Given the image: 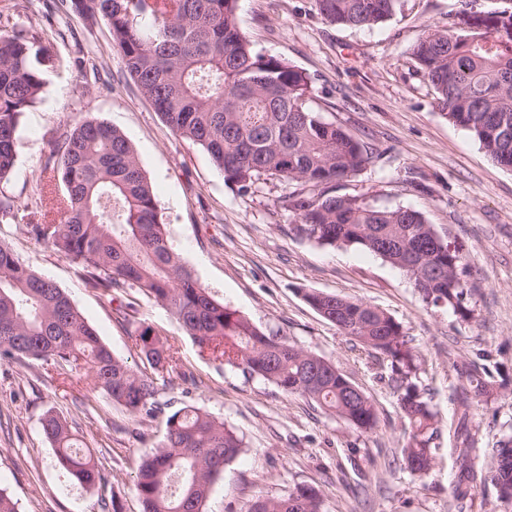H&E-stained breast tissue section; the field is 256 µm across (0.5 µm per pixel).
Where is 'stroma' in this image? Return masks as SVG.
Listing matches in <instances>:
<instances>
[{
    "label": "stroma",
    "mask_w": 512,
    "mask_h": 512,
    "mask_svg": "<svg viewBox=\"0 0 512 512\" xmlns=\"http://www.w3.org/2000/svg\"><path fill=\"white\" fill-rule=\"evenodd\" d=\"M13 21L41 29L63 65L23 116L17 160L0 192L17 207L39 194L51 133L96 117L120 129L152 183L169 242L212 296L265 333L333 362L375 402L378 423L359 433L301 396L202 357L169 312L138 290L107 297L88 288L80 265L36 240L19 224H0V240L20 261L66 291L113 355L136 369L147 362L131 341L141 327L161 330L193 380L159 383L155 415L131 417L91 389L84 369L32 358L0 359V486L21 512H142L134 479L164 434L171 413L194 405L243 436L240 455L214 482L204 512H247L260 495L299 485L318 488L322 512H512L492 481L455 499L458 410L454 389L466 365L485 359L495 381L512 382V170L493 162L474 138L450 123L411 49L425 27L456 26L459 0H400L371 28L326 23L313 0H239L242 32L259 52L308 75L310 106L341 124L372 154L342 192L380 207L420 211L468 267L469 319L426 305L399 269L355 246L300 237L281 199L288 184L261 177L247 193L225 183L207 154L178 139L124 69L104 23L64 11L59 0H15ZM315 290L363 301L401 323L422 358L421 382L439 434L429 475L402 461L408 426L380 366L304 299ZM60 415L99 460L101 481L76 483L56 462L41 421ZM470 425L480 447L512 433V391L498 389L476 406Z\"/></svg>",
    "instance_id": "35a3bbf8"
}]
</instances>
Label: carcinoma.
Listing matches in <instances>:
<instances>
[{"label": "carcinoma", "mask_w": 512, "mask_h": 512, "mask_svg": "<svg viewBox=\"0 0 512 512\" xmlns=\"http://www.w3.org/2000/svg\"><path fill=\"white\" fill-rule=\"evenodd\" d=\"M331 25L371 28L396 11L398 0H314ZM72 11L104 22L124 67L141 93L181 140L202 148L224 181L244 193L260 176L298 185L283 203L299 235L323 245L356 246L404 271L423 301L466 319L467 264L448 254L433 225L407 207L356 203L336 183L359 174L372 156L346 130L307 105L309 77L287 60L254 49L238 23V0H69ZM449 122L467 130L485 152L512 168V6L485 11L476 29L427 28L413 48ZM62 64L40 33L15 24L0 34V182L16 159L21 118L46 91L45 72ZM42 161L40 196L27 234L53 245L82 267L86 284L112 295L136 288L165 307L200 352L227 367L303 396L359 433L376 425L371 398L325 358L267 335L216 300L169 243L154 188L125 135L97 118L53 134ZM307 303L368 353L390 364L398 405L409 425L402 448L407 468H432L437 413L419 385L420 359L402 325L383 310L322 292ZM152 369L137 371L115 358L69 296L23 265L0 242V358L25 356L60 367L84 361L92 388L137 417L156 409L155 374L184 380L168 340L146 326L132 337ZM492 372L472 363L457 398L459 469L455 494L478 480L472 457H490L491 480L512 490V437L475 447L469 428L475 399L489 393ZM158 449L139 466L135 490L143 512H203L224 466L243 437L197 407L170 414ZM42 431L57 463L79 484L101 481L97 460L72 426L49 412ZM321 493L298 486L259 496L247 512H321Z\"/></svg>", "instance_id": "obj_1"}]
</instances>
